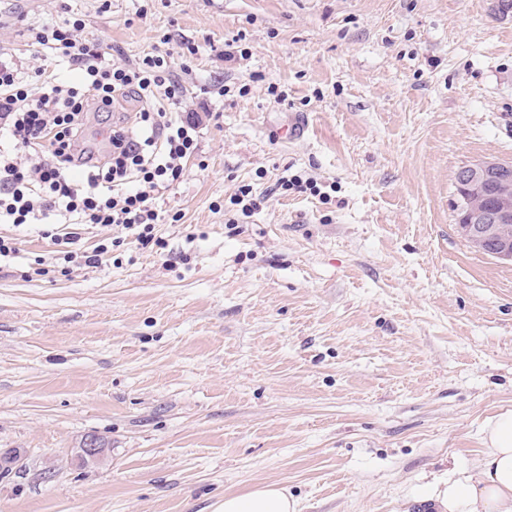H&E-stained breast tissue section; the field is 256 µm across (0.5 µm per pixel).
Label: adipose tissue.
Returning a JSON list of instances; mask_svg holds the SVG:
<instances>
[{
    "mask_svg": "<svg viewBox=\"0 0 512 512\" xmlns=\"http://www.w3.org/2000/svg\"><path fill=\"white\" fill-rule=\"evenodd\" d=\"M483 441L478 464L431 486L426 499L435 512H512V410L488 421ZM219 512H297V504L286 489L264 485L225 496Z\"/></svg>",
    "mask_w": 512,
    "mask_h": 512,
    "instance_id": "ef3b65f1",
    "label": "adipose tissue"
}]
</instances>
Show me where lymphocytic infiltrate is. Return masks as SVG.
<instances>
[{
    "instance_id": "obj_1",
    "label": "lymphocytic infiltrate",
    "mask_w": 512,
    "mask_h": 512,
    "mask_svg": "<svg viewBox=\"0 0 512 512\" xmlns=\"http://www.w3.org/2000/svg\"><path fill=\"white\" fill-rule=\"evenodd\" d=\"M81 20L32 28V44L64 59L77 80L53 69L0 60V224H58L54 241L65 261L101 265L119 239L78 252L81 227L134 232L155 243L156 224L179 221L158 199L180 182L182 162L198 149V123L181 117L182 89L160 52L135 65L108 59L102 45L81 38ZM138 102L132 125L109 127L105 155L88 145L89 111Z\"/></svg>"
}]
</instances>
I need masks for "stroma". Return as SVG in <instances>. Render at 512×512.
I'll use <instances>...</instances> for the list:
<instances>
[{
  "label": "stroma",
  "instance_id": "stroma-1",
  "mask_svg": "<svg viewBox=\"0 0 512 512\" xmlns=\"http://www.w3.org/2000/svg\"><path fill=\"white\" fill-rule=\"evenodd\" d=\"M24 24H15V17ZM83 19L133 64L169 53L213 113L160 200L96 268L0 225V512H427L512 409V264L456 230V177L512 163V16L490 0H0V46ZM169 43H162V36ZM198 49L183 53L184 41ZM232 56H225V48ZM287 93L275 102L268 86ZM247 94H240V87ZM304 124L289 140V124ZM300 175L317 192L281 194ZM253 186L264 202H230ZM108 450L80 464L83 439ZM218 512H297V504L286 489L264 485L246 493L225 495Z\"/></svg>",
  "mask_w": 512,
  "mask_h": 512
}]
</instances>
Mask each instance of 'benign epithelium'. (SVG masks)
<instances>
[{"mask_svg": "<svg viewBox=\"0 0 512 512\" xmlns=\"http://www.w3.org/2000/svg\"><path fill=\"white\" fill-rule=\"evenodd\" d=\"M457 184L464 198L483 196L490 186L494 204L483 208H469L459 219L457 230L469 246L480 253L492 246L491 255L512 262V235L504 236L505 228L512 229V165L487 161L466 166L457 173ZM107 454V449L94 436H87L79 449L84 462H98Z\"/></svg>", "mask_w": 512, "mask_h": 512, "instance_id": "obj_1", "label": "benign epithelium"}]
</instances>
